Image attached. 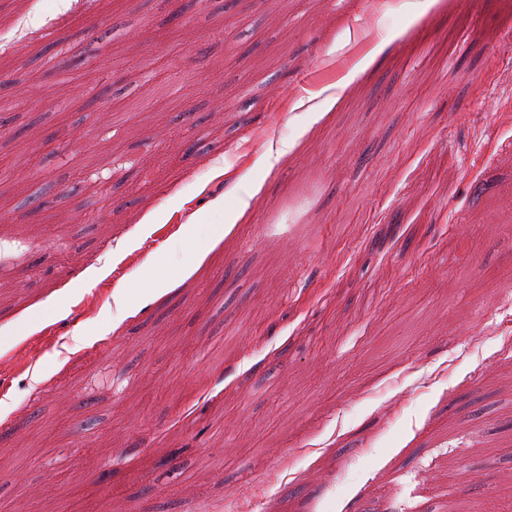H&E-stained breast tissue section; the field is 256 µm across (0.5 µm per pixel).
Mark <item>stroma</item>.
<instances>
[{"mask_svg": "<svg viewBox=\"0 0 512 512\" xmlns=\"http://www.w3.org/2000/svg\"><path fill=\"white\" fill-rule=\"evenodd\" d=\"M0 99V512H512V0H0Z\"/></svg>", "mask_w": 512, "mask_h": 512, "instance_id": "stroma-1", "label": "stroma"}]
</instances>
